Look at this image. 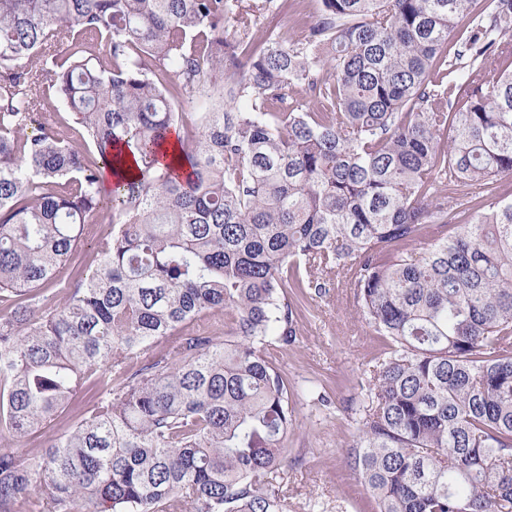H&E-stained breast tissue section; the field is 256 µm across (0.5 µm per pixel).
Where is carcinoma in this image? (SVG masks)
I'll return each mask as SVG.
<instances>
[{"label":"carcinoma","instance_id":"cac0c4a2","mask_svg":"<svg viewBox=\"0 0 512 512\" xmlns=\"http://www.w3.org/2000/svg\"><path fill=\"white\" fill-rule=\"evenodd\" d=\"M318 2L283 44L277 0H0V434L89 397L0 450V512H288L271 349L334 278L385 339L347 455L376 512H512V0ZM292 9L281 14L272 24L269 19L260 16L257 19L255 32L257 36L263 37L271 34V27L275 26L274 36L277 40L288 44L296 41L305 35L308 26L313 24L317 18L319 7L317 0H295ZM107 178H105V184L109 187L110 184L116 183L119 180H131L138 177V170L134 159L124 154L121 164H114V171L112 168L107 169ZM108 222L106 220L104 223L89 224V233L86 236L85 245L82 248L80 257L74 263L76 269L88 273L95 268L97 262L93 255V244L98 235L109 229L111 223ZM62 425H57L54 429H48L45 433L36 432L29 436L27 440L24 441L23 444H16L10 441L8 438L3 437V446L2 448H11L14 452L19 455L26 456L33 450L43 448L44 442L47 437L56 433L61 429Z\"/></svg>","mask_w":512,"mask_h":512}]
</instances>
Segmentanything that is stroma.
<instances>
[{
  "label": "stroma",
  "mask_w": 512,
  "mask_h": 512,
  "mask_svg": "<svg viewBox=\"0 0 512 512\" xmlns=\"http://www.w3.org/2000/svg\"><path fill=\"white\" fill-rule=\"evenodd\" d=\"M317 9V0H296L275 21L259 17L255 32L295 41L315 22ZM381 345L353 290L331 282L302 311L295 343L277 352L276 364L289 381L302 388L320 384L333 401L324 408L303 395L295 405L288 446L301 463L286 477L289 512H375L373 497L347 467L345 454L359 420V383Z\"/></svg>",
  "instance_id": "1"
}]
</instances>
